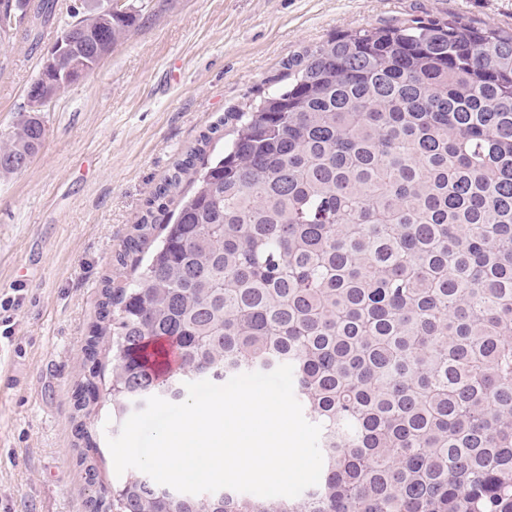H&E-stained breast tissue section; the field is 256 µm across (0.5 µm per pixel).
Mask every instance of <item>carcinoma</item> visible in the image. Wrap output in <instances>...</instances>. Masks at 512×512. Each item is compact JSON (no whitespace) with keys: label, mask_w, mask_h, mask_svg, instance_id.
Listing matches in <instances>:
<instances>
[{"label":"carcinoma","mask_w":512,"mask_h":512,"mask_svg":"<svg viewBox=\"0 0 512 512\" xmlns=\"http://www.w3.org/2000/svg\"><path fill=\"white\" fill-rule=\"evenodd\" d=\"M55 0H0V36ZM58 36L90 73L144 14L83 12ZM288 83L232 113L177 162L158 196L193 191L153 239L132 225L84 352V418L118 434L141 401L188 380L293 366L321 427L317 485L295 498L188 494L139 470L92 512H512V29L457 18L362 27L304 49ZM45 137L26 109L0 171ZM154 245L149 259L144 250ZM112 360L105 413L97 378Z\"/></svg>","instance_id":"1"}]
</instances>
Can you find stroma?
<instances>
[{
	"instance_id": "35a3bbf8",
	"label": "stroma",
	"mask_w": 512,
	"mask_h": 512,
	"mask_svg": "<svg viewBox=\"0 0 512 512\" xmlns=\"http://www.w3.org/2000/svg\"><path fill=\"white\" fill-rule=\"evenodd\" d=\"M39 38L0 39V133L80 0ZM146 21L43 114L45 140L0 173V512H90L74 396L117 252L218 117L275 88L329 36L416 18L512 27V0H131Z\"/></svg>"
}]
</instances>
